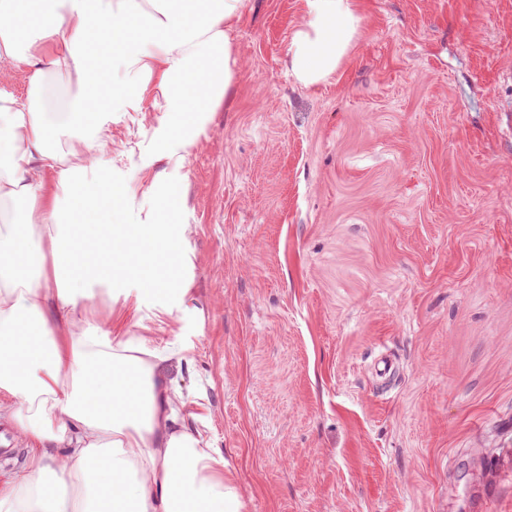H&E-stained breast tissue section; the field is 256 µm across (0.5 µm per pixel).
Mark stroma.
I'll return each mask as SVG.
<instances>
[{"label":"stroma","instance_id":"1","mask_svg":"<svg viewBox=\"0 0 512 512\" xmlns=\"http://www.w3.org/2000/svg\"><path fill=\"white\" fill-rule=\"evenodd\" d=\"M355 4L307 87L304 0H250L191 147L151 102L110 115L113 224L159 213L183 254L168 289L94 282L77 315L164 350L242 512H512V0Z\"/></svg>","mask_w":512,"mask_h":512}]
</instances>
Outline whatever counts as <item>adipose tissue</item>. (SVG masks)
I'll list each match as a JSON object with an SVG mask.
<instances>
[{
    "instance_id": "obj_1",
    "label": "adipose tissue",
    "mask_w": 512,
    "mask_h": 512,
    "mask_svg": "<svg viewBox=\"0 0 512 512\" xmlns=\"http://www.w3.org/2000/svg\"><path fill=\"white\" fill-rule=\"evenodd\" d=\"M247 3L0 0V62L31 71L25 100L0 93V417L30 451L0 490V512L242 510L222 449L177 421L155 373L162 352L75 313L93 280L169 283L181 238L153 216L112 229L89 157L108 115L141 111L148 94L192 146L234 84L231 33ZM306 12L288 51L313 86L339 68L360 17L353 0H306ZM69 134L83 148L67 156L58 144ZM46 171L68 208H37ZM91 214L100 226L90 240Z\"/></svg>"
}]
</instances>
